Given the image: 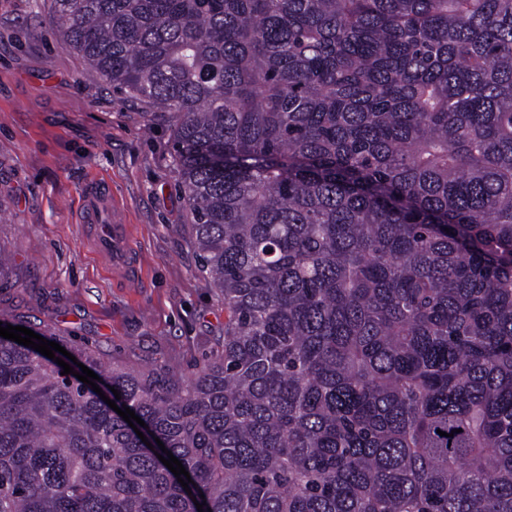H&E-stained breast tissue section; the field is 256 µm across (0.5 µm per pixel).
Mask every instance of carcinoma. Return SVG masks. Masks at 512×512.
<instances>
[{
	"label": "carcinoma",
	"instance_id": "carcinoma-1",
	"mask_svg": "<svg viewBox=\"0 0 512 512\" xmlns=\"http://www.w3.org/2000/svg\"><path fill=\"white\" fill-rule=\"evenodd\" d=\"M54 2L175 118L224 336L188 378L69 347L145 443L1 337L0 512H512V0Z\"/></svg>",
	"mask_w": 512,
	"mask_h": 512
}]
</instances>
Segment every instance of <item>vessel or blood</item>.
<instances>
[{
  "label": "vessel or blood",
  "mask_w": 512,
  "mask_h": 512,
  "mask_svg": "<svg viewBox=\"0 0 512 512\" xmlns=\"http://www.w3.org/2000/svg\"><path fill=\"white\" fill-rule=\"evenodd\" d=\"M112 206L110 189L95 186L87 194L82 221L92 227L93 250L109 262L113 272L130 277L137 268L136 255L131 244V226L117 221L108 227L100 224L104 212Z\"/></svg>",
  "instance_id": "obj_1"
}]
</instances>
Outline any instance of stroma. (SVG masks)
Listing matches in <instances>:
<instances>
[{"label":"stroma","mask_w":512,"mask_h":512,"mask_svg":"<svg viewBox=\"0 0 512 512\" xmlns=\"http://www.w3.org/2000/svg\"><path fill=\"white\" fill-rule=\"evenodd\" d=\"M173 124L113 92L62 40L53 0H0V244L19 281L0 286V313L93 345L107 365L193 371L224 333V305L192 243ZM94 184L134 230L139 276L125 284L86 246Z\"/></svg>","instance_id":"stroma-1"}]
</instances>
